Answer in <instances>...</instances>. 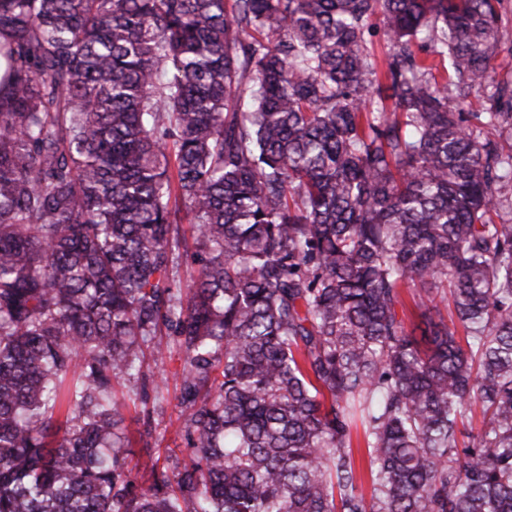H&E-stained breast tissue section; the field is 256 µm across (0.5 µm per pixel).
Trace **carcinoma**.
<instances>
[{
    "instance_id": "carcinoma-1",
    "label": "carcinoma",
    "mask_w": 512,
    "mask_h": 512,
    "mask_svg": "<svg viewBox=\"0 0 512 512\" xmlns=\"http://www.w3.org/2000/svg\"><path fill=\"white\" fill-rule=\"evenodd\" d=\"M500 5L0 0V512H512ZM161 372H164L168 379L169 394L167 399L162 402L155 403L154 395L151 391L150 384L148 385L149 400L148 408L155 406V413L153 414V424L151 435L143 436V440H140L139 432H144V426L142 420L141 406L138 404L136 408L130 406L129 409L125 410L126 415L125 425L128 426L129 431L132 434V438L135 441L134 447L137 452V456L134 458L133 463L136 461L139 455H142L144 460L148 457V454L153 458L160 456V464L164 462V458L167 455V448H173L179 458H183L187 454L183 451L186 447L184 440L183 424L182 420L179 419L180 408L177 406V399L175 398L179 394L180 376L182 372V362L177 356H173L171 359H167L164 365L160 366ZM146 442H148L147 452Z\"/></svg>"
}]
</instances>
